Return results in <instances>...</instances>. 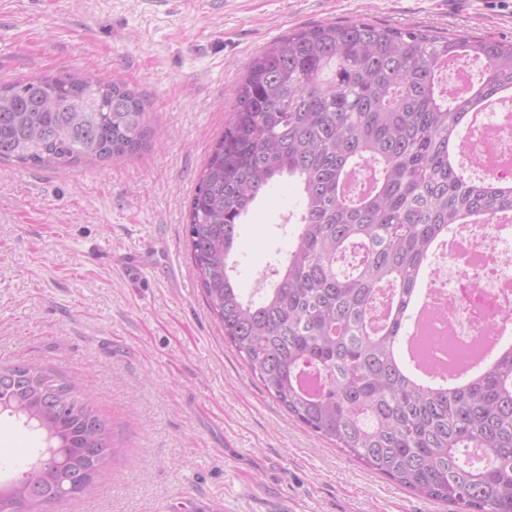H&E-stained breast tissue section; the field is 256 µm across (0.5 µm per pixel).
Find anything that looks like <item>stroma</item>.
Wrapping results in <instances>:
<instances>
[{
	"label": "stroma",
	"mask_w": 512,
	"mask_h": 512,
	"mask_svg": "<svg viewBox=\"0 0 512 512\" xmlns=\"http://www.w3.org/2000/svg\"><path fill=\"white\" fill-rule=\"evenodd\" d=\"M369 19L512 43V0H0V83L87 71L151 105L160 140L67 172L0 164V363L38 362L112 423V478L46 512H448L317 439L211 317L187 206L255 54ZM281 180L241 227L237 284L288 252ZM42 442L0 416V460Z\"/></svg>",
	"instance_id": "obj_1"
}]
</instances>
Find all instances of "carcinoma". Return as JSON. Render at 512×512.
I'll return each mask as SVG.
<instances>
[{
    "instance_id": "cac0c4a2",
    "label": "carcinoma",
    "mask_w": 512,
    "mask_h": 512,
    "mask_svg": "<svg viewBox=\"0 0 512 512\" xmlns=\"http://www.w3.org/2000/svg\"><path fill=\"white\" fill-rule=\"evenodd\" d=\"M483 61L470 97L437 90L439 63ZM512 91V44L367 20L294 30L257 54L189 205L186 241L207 306L264 390L317 437L448 512H512V344L467 382L429 386L398 358L402 313L448 228L512 216V179L478 181L456 163L472 101ZM148 103L92 73L0 85V162L70 168L144 145ZM374 167L351 195L349 170ZM288 175L300 230L276 279L238 288L240 224ZM389 288L393 318L370 311ZM421 336L417 358L436 340ZM321 378L315 393L304 373ZM0 401L35 412L61 443L57 464L8 463L34 512L110 476L112 425L78 385L37 362L0 366Z\"/></svg>"
}]
</instances>
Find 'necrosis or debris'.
Here are the masks:
<instances>
[{
	"mask_svg": "<svg viewBox=\"0 0 512 512\" xmlns=\"http://www.w3.org/2000/svg\"><path fill=\"white\" fill-rule=\"evenodd\" d=\"M463 153L478 159L487 178L512 177V164L492 162L491 154L512 157V118L488 115L487 124L470 134ZM495 221L463 225L454 246L446 248V266L437 268L432 291L444 294L443 311L435 316L437 335L461 345L488 341L512 327V249L495 234Z\"/></svg>",
	"mask_w": 512,
	"mask_h": 512,
	"instance_id": "necrosis-or-debris-1",
	"label": "necrosis or debris"
}]
</instances>
